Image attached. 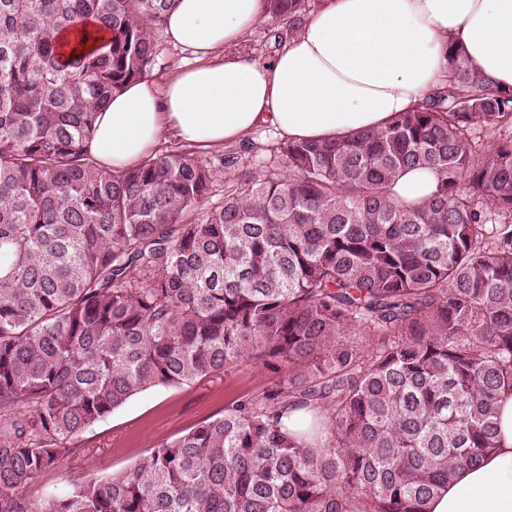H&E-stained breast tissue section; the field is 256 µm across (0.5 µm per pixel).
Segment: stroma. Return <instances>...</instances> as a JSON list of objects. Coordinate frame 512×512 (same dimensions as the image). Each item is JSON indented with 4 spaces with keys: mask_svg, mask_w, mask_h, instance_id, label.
<instances>
[{
    "mask_svg": "<svg viewBox=\"0 0 512 512\" xmlns=\"http://www.w3.org/2000/svg\"><path fill=\"white\" fill-rule=\"evenodd\" d=\"M282 141V135L262 127L253 131L245 144L222 149L198 147L194 153L220 172L257 171L269 165L274 149ZM280 378L279 372L262 364L243 362L188 385L157 386L141 392L85 434L87 454L64 460L42 476L32 492H62L71 477L88 470L111 474L129 468L154 442L178 435L218 413L224 405L259 393Z\"/></svg>",
    "mask_w": 512,
    "mask_h": 512,
    "instance_id": "1",
    "label": "stroma"
}]
</instances>
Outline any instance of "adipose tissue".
I'll use <instances>...</instances> for the list:
<instances>
[{"label":"adipose tissue","mask_w":512,"mask_h":512,"mask_svg":"<svg viewBox=\"0 0 512 512\" xmlns=\"http://www.w3.org/2000/svg\"><path fill=\"white\" fill-rule=\"evenodd\" d=\"M264 13V0H179L162 31L191 62L164 84L142 77L113 94L96 119V162L136 167L166 133L218 147L261 125L321 141L382 127L444 82L453 42L512 88V0H323L273 58L234 54ZM437 183L431 171L406 170L390 192L417 204ZM498 414L496 449L459 470L429 512H512V394Z\"/></svg>","instance_id":"1"}]
</instances>
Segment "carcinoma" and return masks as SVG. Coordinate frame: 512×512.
<instances>
[{
  "instance_id": "obj_1",
  "label": "carcinoma",
  "mask_w": 512,
  "mask_h": 512,
  "mask_svg": "<svg viewBox=\"0 0 512 512\" xmlns=\"http://www.w3.org/2000/svg\"><path fill=\"white\" fill-rule=\"evenodd\" d=\"M265 3L277 40L309 9ZM175 6L0 0V512H426L512 394V89L452 43L410 111L287 140L206 208L218 172L191 152L114 173L89 151ZM89 18L108 49L63 58ZM413 168L438 184L406 205L389 188ZM249 361L285 376L121 473L30 495L136 394ZM294 409L328 441L290 432Z\"/></svg>"
}]
</instances>
